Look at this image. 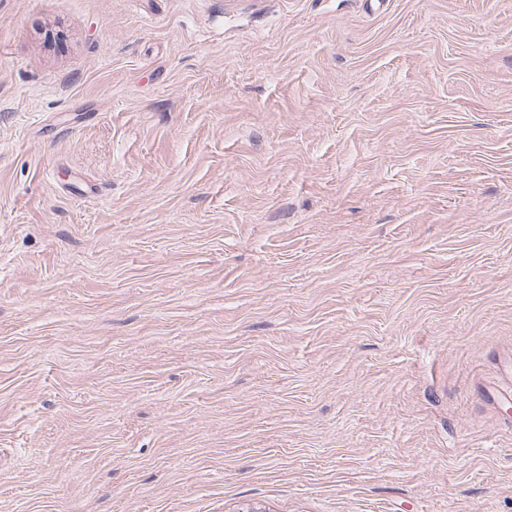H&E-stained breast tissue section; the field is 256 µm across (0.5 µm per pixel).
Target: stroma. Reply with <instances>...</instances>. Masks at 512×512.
<instances>
[{"label": "stroma", "mask_w": 512, "mask_h": 512, "mask_svg": "<svg viewBox=\"0 0 512 512\" xmlns=\"http://www.w3.org/2000/svg\"><path fill=\"white\" fill-rule=\"evenodd\" d=\"M512 0H0V512H512Z\"/></svg>", "instance_id": "stroma-1"}]
</instances>
